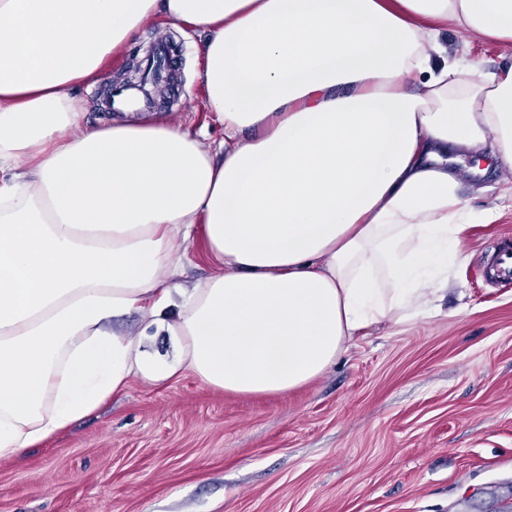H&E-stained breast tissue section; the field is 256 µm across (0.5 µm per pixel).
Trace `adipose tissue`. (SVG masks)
Instances as JSON below:
<instances>
[{
    "mask_svg": "<svg viewBox=\"0 0 512 512\" xmlns=\"http://www.w3.org/2000/svg\"><path fill=\"white\" fill-rule=\"evenodd\" d=\"M159 17L198 34L222 140L71 94ZM450 25L512 47V0H0V459L132 379L285 394L440 312L477 218L448 152L512 170V63ZM199 231L220 268L184 288ZM173 303L170 363L112 325ZM467 52L470 58L481 61L486 71H494L501 63L511 62L512 49L480 39H470ZM500 55L508 56V60Z\"/></svg>",
    "mask_w": 512,
    "mask_h": 512,
    "instance_id": "obj_1",
    "label": "adipose tissue"
}]
</instances>
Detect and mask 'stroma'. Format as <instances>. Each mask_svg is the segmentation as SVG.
Instances as JSON below:
<instances>
[{"label":"stroma","mask_w":512,"mask_h":512,"mask_svg":"<svg viewBox=\"0 0 512 512\" xmlns=\"http://www.w3.org/2000/svg\"><path fill=\"white\" fill-rule=\"evenodd\" d=\"M181 47L179 86L153 123L223 137L204 108L191 34L164 19L79 90L86 118L104 124L107 76L156 38ZM448 168L488 223L460 235L457 293L443 316L383 328L306 386L246 396L178 380H133L92 415L23 455L0 460V512H512V287L485 270L512 244V171ZM157 361L174 356L165 328L138 312L117 319Z\"/></svg>","instance_id":"stroma-1"}]
</instances>
